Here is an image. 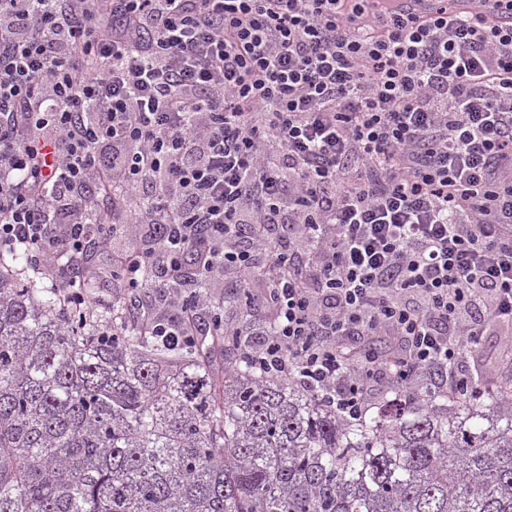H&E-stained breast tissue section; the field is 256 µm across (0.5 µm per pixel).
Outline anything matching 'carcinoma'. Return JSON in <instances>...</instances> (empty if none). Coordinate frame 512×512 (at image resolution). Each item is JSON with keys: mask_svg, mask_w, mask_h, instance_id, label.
I'll use <instances>...</instances> for the list:
<instances>
[{"mask_svg": "<svg viewBox=\"0 0 512 512\" xmlns=\"http://www.w3.org/2000/svg\"><path fill=\"white\" fill-rule=\"evenodd\" d=\"M0 257V512H512V386L362 419L214 348L106 331Z\"/></svg>", "mask_w": 512, "mask_h": 512, "instance_id": "carcinoma-1", "label": "carcinoma"}]
</instances>
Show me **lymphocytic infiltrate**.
Masks as SVG:
<instances>
[{
  "label": "lymphocytic infiltrate",
  "instance_id": "f902f5d3",
  "mask_svg": "<svg viewBox=\"0 0 512 512\" xmlns=\"http://www.w3.org/2000/svg\"><path fill=\"white\" fill-rule=\"evenodd\" d=\"M486 3L0 0V253L66 292L63 254L138 228L128 292L193 268L246 306L262 267L273 321L216 335L354 419L380 384L467 390L492 327L512 379V28ZM168 304L153 334L193 346L211 298Z\"/></svg>",
  "mask_w": 512,
  "mask_h": 512
}]
</instances>
